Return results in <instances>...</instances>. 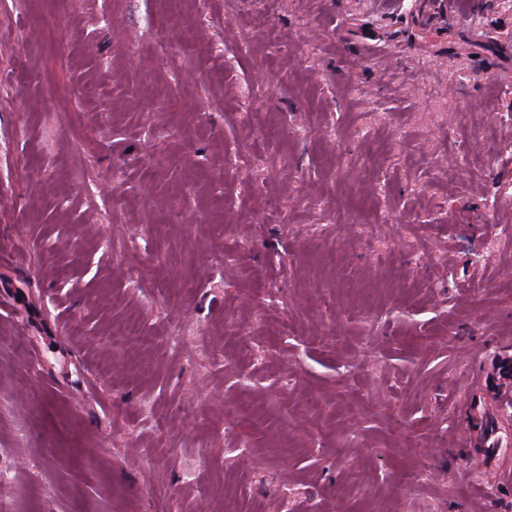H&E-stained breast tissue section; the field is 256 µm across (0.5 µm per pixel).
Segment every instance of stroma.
Listing matches in <instances>:
<instances>
[{
  "label": "stroma",
  "mask_w": 512,
  "mask_h": 512,
  "mask_svg": "<svg viewBox=\"0 0 512 512\" xmlns=\"http://www.w3.org/2000/svg\"><path fill=\"white\" fill-rule=\"evenodd\" d=\"M462 2L0 0V512H512L463 412L512 10Z\"/></svg>",
  "instance_id": "35a3bbf8"
}]
</instances>
